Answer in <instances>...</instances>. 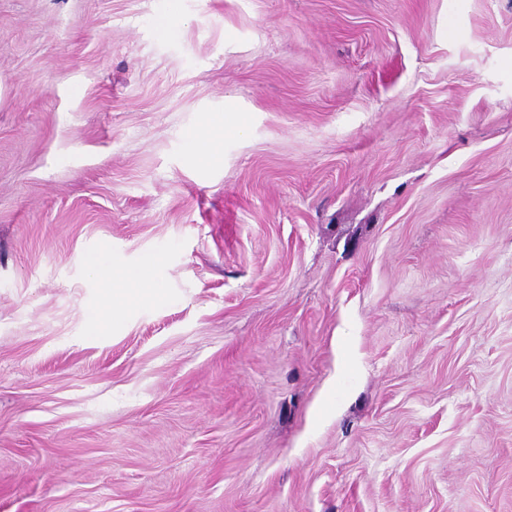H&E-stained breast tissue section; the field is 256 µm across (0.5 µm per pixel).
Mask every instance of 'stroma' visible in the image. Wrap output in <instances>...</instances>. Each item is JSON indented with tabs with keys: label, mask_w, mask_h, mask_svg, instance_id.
<instances>
[{
	"label": "stroma",
	"mask_w": 512,
	"mask_h": 512,
	"mask_svg": "<svg viewBox=\"0 0 512 512\" xmlns=\"http://www.w3.org/2000/svg\"><path fill=\"white\" fill-rule=\"evenodd\" d=\"M168 4L0 0V512H512V0ZM121 280L124 284L123 288L113 290L112 294L106 298V301L112 304V309L123 306L120 308L122 310L127 306L152 300L158 296V289L161 288L155 282L152 273L141 271V268L128 275L123 274Z\"/></svg>",
	"instance_id": "stroma-1"
}]
</instances>
